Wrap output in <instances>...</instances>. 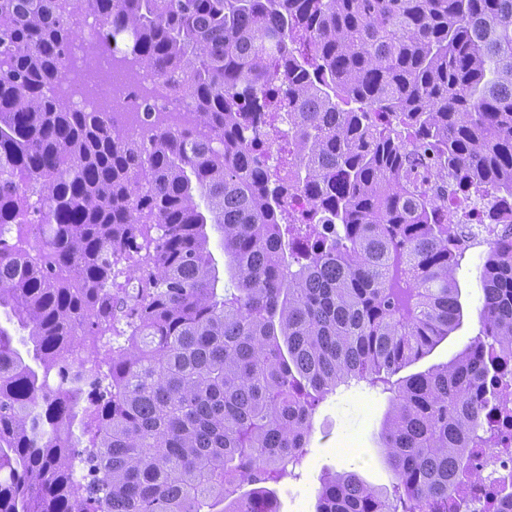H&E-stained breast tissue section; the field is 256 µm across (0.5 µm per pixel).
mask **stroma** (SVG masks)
I'll list each match as a JSON object with an SVG mask.
<instances>
[{
    "label": "stroma",
    "mask_w": 512,
    "mask_h": 512,
    "mask_svg": "<svg viewBox=\"0 0 512 512\" xmlns=\"http://www.w3.org/2000/svg\"><path fill=\"white\" fill-rule=\"evenodd\" d=\"M487 251L484 245L472 249L458 274L464 306L461 327L415 364V371L448 361L478 334L482 305L479 276ZM388 405L386 393L363 384L337 389L320 401L312 419L308 454L297 476L282 478L275 486L280 512H315L320 478L327 469L356 472L374 487L390 486L392 472L379 440Z\"/></svg>",
    "instance_id": "obj_1"
}]
</instances>
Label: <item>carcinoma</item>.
<instances>
[{"label":"carcinoma","instance_id":"cac0c4a2","mask_svg":"<svg viewBox=\"0 0 512 512\" xmlns=\"http://www.w3.org/2000/svg\"><path fill=\"white\" fill-rule=\"evenodd\" d=\"M91 77L136 114L57 91ZM461 186L512 210V0H0V512H279L360 382L391 392V488L327 470L316 512H448L512 360V247L479 334L395 375L463 323ZM211 235V243L210 247L215 259L216 267L218 269L219 275V283H218V293L222 294L224 288H233V282L229 277V273L227 271V267L224 265V252L219 245V234L215 231L210 232ZM224 286V288H223Z\"/></svg>","mask_w":512,"mask_h":512}]
</instances>
